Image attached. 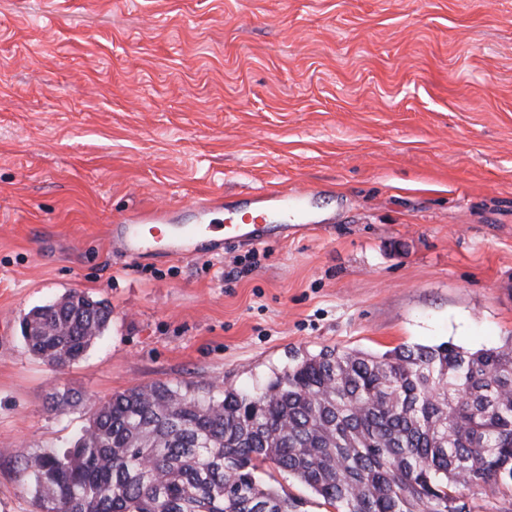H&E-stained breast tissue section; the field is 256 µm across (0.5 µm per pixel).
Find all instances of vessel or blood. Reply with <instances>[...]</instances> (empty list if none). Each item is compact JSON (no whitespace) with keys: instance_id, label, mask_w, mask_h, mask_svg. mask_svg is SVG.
I'll return each instance as SVG.
<instances>
[{"instance_id":"b4317fda","label":"vessel or blood","mask_w":512,"mask_h":512,"mask_svg":"<svg viewBox=\"0 0 512 512\" xmlns=\"http://www.w3.org/2000/svg\"><path fill=\"white\" fill-rule=\"evenodd\" d=\"M287 203V192L259 191L252 194L249 204L237 208L236 213L241 216V223L222 226L207 223L206 218L212 211L223 208V197L198 199L191 204L197 218L196 223H182L181 214L175 209L147 210L117 221L113 224L110 235L113 243L133 260L139 259L153 243L152 238L143 231L144 225L147 224H162L169 227L166 251L178 258L189 257V245L202 238L211 239L212 243L217 244L223 237L228 236L250 245H260L277 238L283 231L280 225L266 223L267 211Z\"/></svg>"}]
</instances>
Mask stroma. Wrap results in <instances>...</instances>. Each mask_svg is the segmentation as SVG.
<instances>
[{
    "instance_id": "35a3bbf8",
    "label": "stroma",
    "mask_w": 512,
    "mask_h": 512,
    "mask_svg": "<svg viewBox=\"0 0 512 512\" xmlns=\"http://www.w3.org/2000/svg\"><path fill=\"white\" fill-rule=\"evenodd\" d=\"M262 189L309 192L307 228L185 260L109 236ZM70 291L112 318L58 368L20 322ZM511 337L512 0H0V512L132 386Z\"/></svg>"
}]
</instances>
